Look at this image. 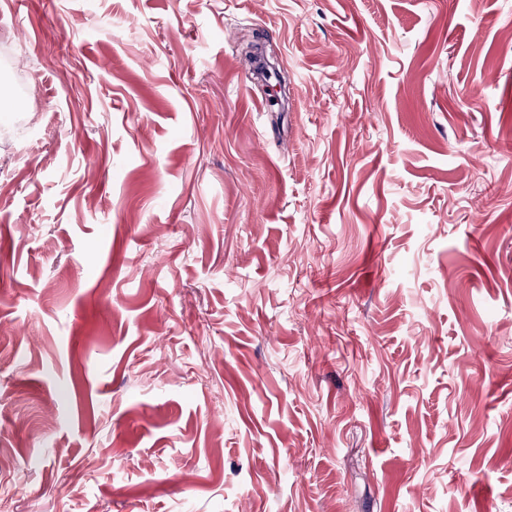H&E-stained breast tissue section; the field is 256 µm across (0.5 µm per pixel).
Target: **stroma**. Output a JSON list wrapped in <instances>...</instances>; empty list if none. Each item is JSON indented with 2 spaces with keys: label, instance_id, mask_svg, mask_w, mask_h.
Here are the masks:
<instances>
[{
  "label": "stroma",
  "instance_id": "1",
  "mask_svg": "<svg viewBox=\"0 0 512 512\" xmlns=\"http://www.w3.org/2000/svg\"><path fill=\"white\" fill-rule=\"evenodd\" d=\"M4 45L0 512H512V0H0Z\"/></svg>",
  "mask_w": 512,
  "mask_h": 512
}]
</instances>
